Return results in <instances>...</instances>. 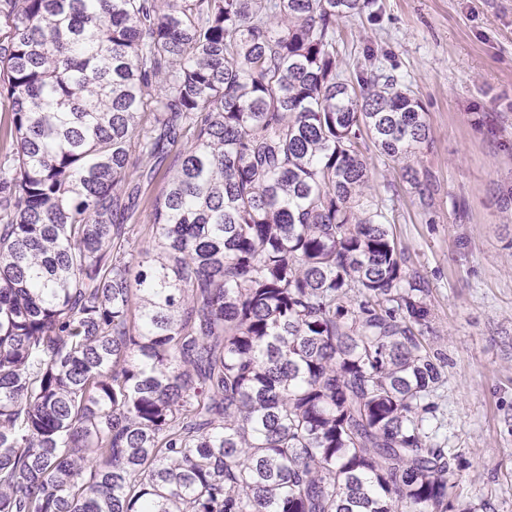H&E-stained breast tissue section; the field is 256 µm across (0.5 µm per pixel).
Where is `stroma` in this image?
<instances>
[{
	"instance_id": "35a3bbf8",
	"label": "stroma",
	"mask_w": 512,
	"mask_h": 512,
	"mask_svg": "<svg viewBox=\"0 0 512 512\" xmlns=\"http://www.w3.org/2000/svg\"><path fill=\"white\" fill-rule=\"evenodd\" d=\"M340 22L346 63L371 56L413 88L431 142L399 165L371 155L410 270L423 277L430 339L446 357L438 416L463 455L454 504L512 512V0H378Z\"/></svg>"
}]
</instances>
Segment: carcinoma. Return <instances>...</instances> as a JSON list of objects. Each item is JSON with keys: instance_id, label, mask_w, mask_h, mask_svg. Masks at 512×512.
<instances>
[{"instance_id": "cac0c4a2", "label": "carcinoma", "mask_w": 512, "mask_h": 512, "mask_svg": "<svg viewBox=\"0 0 512 512\" xmlns=\"http://www.w3.org/2000/svg\"><path fill=\"white\" fill-rule=\"evenodd\" d=\"M376 6L0 0V512H453L445 357L368 196L372 147L426 194L430 127L336 45Z\"/></svg>"}]
</instances>
